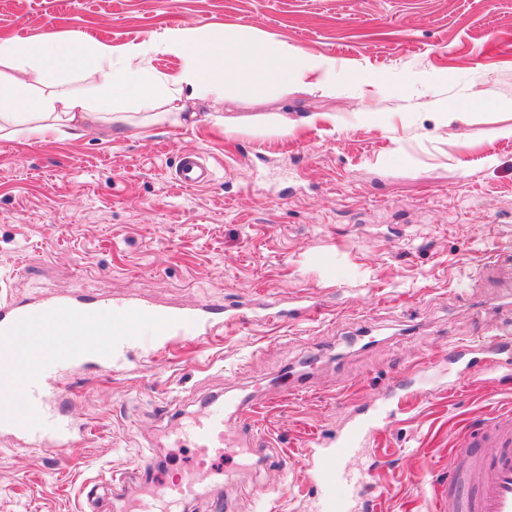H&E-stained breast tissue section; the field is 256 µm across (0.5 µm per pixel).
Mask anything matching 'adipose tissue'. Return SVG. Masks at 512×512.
I'll return each instance as SVG.
<instances>
[{
  "label": "adipose tissue",
  "mask_w": 512,
  "mask_h": 512,
  "mask_svg": "<svg viewBox=\"0 0 512 512\" xmlns=\"http://www.w3.org/2000/svg\"><path fill=\"white\" fill-rule=\"evenodd\" d=\"M155 51L179 57V71H156ZM243 67L259 95L273 86L284 91L315 85L328 92L336 87L334 57L210 28H171L122 47L86 46L75 34L64 41L0 38V139L71 137L90 124L117 130L135 122L144 129L177 125L187 117L188 101H232L227 82ZM58 72L82 73L88 81L75 91L55 80Z\"/></svg>",
  "instance_id": "ef3b65f1"
}]
</instances>
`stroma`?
Listing matches in <instances>:
<instances>
[{"label": "stroma", "mask_w": 512, "mask_h": 512, "mask_svg": "<svg viewBox=\"0 0 512 512\" xmlns=\"http://www.w3.org/2000/svg\"><path fill=\"white\" fill-rule=\"evenodd\" d=\"M185 26L335 56L336 88L260 101L242 88L195 103L196 124L144 133L0 139V298L79 291L226 315L209 340L79 368L74 447L0 431V512H127L139 455L179 476L191 450L168 434L218 398L245 400L255 433L228 414L224 475L183 512H318L316 461L360 421L335 494L355 512L361 488L372 512H431L456 444L512 407L511 358L448 351L512 332V138L498 135L512 126V0H0V38L79 31L120 47ZM452 105L464 118L448 124ZM312 111L335 131L255 132ZM225 115L239 131L215 125ZM189 151L214 169L205 187L172 179ZM381 406L393 418L375 421Z\"/></svg>", "instance_id": "stroma-1"}]
</instances>
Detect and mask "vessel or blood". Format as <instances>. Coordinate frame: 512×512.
<instances>
[{
  "label": "vessel or blood",
  "instance_id": "1",
  "mask_svg": "<svg viewBox=\"0 0 512 512\" xmlns=\"http://www.w3.org/2000/svg\"><path fill=\"white\" fill-rule=\"evenodd\" d=\"M173 179L181 187L198 188L212 181L213 169L203 154L188 153L179 157ZM216 313L210 304L172 312L80 294L42 302H1L0 384L15 386L16 392L12 403L0 407V429L15 432L32 448L65 442L75 426L74 419L59 410L69 399L68 389L48 381L47 362L73 370L89 358H111L115 349L135 341L147 352L158 353L177 341L211 335ZM478 349L498 359L512 352V336L490 335ZM364 430V424L353 425L337 438L333 450L319 457L317 465L326 479H335ZM175 441L192 445L193 465L173 480H156L151 457H138V468L151 475L152 482L131 512H181L183 503L209 494L204 478L227 449L223 402L213 401L205 415L176 432ZM457 456L455 472L431 484L435 512H512V410L488 415L478 436L468 438Z\"/></svg>",
  "mask_w": 512,
  "mask_h": 512
}]
</instances>
